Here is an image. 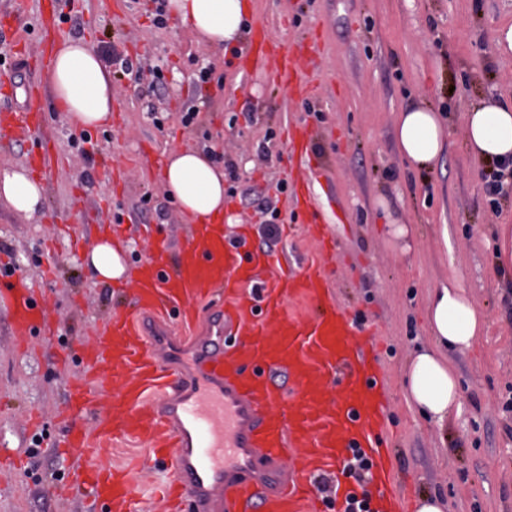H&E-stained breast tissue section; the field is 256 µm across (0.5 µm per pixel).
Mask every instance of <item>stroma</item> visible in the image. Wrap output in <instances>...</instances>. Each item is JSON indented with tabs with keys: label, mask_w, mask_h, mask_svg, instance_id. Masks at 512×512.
<instances>
[{
	"label": "stroma",
	"mask_w": 512,
	"mask_h": 512,
	"mask_svg": "<svg viewBox=\"0 0 512 512\" xmlns=\"http://www.w3.org/2000/svg\"><path fill=\"white\" fill-rule=\"evenodd\" d=\"M53 2L29 0L20 18L29 40L10 47L19 81L9 95L0 94V106L16 109L31 85L42 89L55 158L42 179L45 203L27 220L0 200V250H13L20 278L41 289L57 336L20 351L0 307V454L25 463L0 469V512H87L83 496L55 491L64 455L45 446L30 456L33 435L26 427L31 414L55 422L95 329L124 311L121 291L83 266L69 241L91 248L111 236L109 223L118 218L139 253L149 250L139 239L146 226L167 242L168 260L177 263L189 226L154 160L175 148L207 146L234 160L237 189L257 187L279 210L271 249L280 263L272 274L316 261L331 300L363 312L372 326L387 379L386 424L396 440L390 460L396 497L414 504L436 495L443 512H512V413L502 409L512 396V195L502 199L500 214L492 213L490 166L472 156L464 134L472 107L488 100L512 106V52L496 46L499 30L512 26V0H252L245 40L260 27L270 40L291 46L295 83L314 89L307 98L249 69L245 56L199 42L175 18L154 29L152 0H71L62 15L45 16ZM49 25L60 39L116 46L164 75L158 94L115 82L112 121L91 129L99 149L89 162L70 141L72 127L39 63L53 50L44 39ZM207 65L214 81L195 86L197 69ZM419 103L441 110L445 123L444 149L429 171L411 166L396 142L397 115ZM191 107L199 116L186 127L181 115ZM296 124L311 130L324 188L346 216L344 223L326 224V251L298 216V168L286 136ZM281 181L289 185L283 194L276 191ZM147 192L153 195L148 210H137ZM76 207L82 222L63 231L60 216ZM224 216L229 239L243 230L260 246L263 214L228 196ZM395 223L408 226L407 237L391 235ZM49 249L57 255L51 281L43 267ZM452 278L482 312L484 331L473 349L450 355L461 407L440 428L407 405L404 381L411 357L431 346L429 294ZM98 462L127 466L142 487L141 512H160L138 442L116 441Z\"/></svg>",
	"instance_id": "obj_1"
}]
</instances>
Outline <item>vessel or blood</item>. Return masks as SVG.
I'll return each instance as SVG.
<instances>
[{
  "instance_id": "obj_1",
  "label": "vessel or blood",
  "mask_w": 512,
  "mask_h": 512,
  "mask_svg": "<svg viewBox=\"0 0 512 512\" xmlns=\"http://www.w3.org/2000/svg\"><path fill=\"white\" fill-rule=\"evenodd\" d=\"M258 65L284 84L293 76L288 53L260 55ZM40 110L32 93L24 109L0 113V142L30 139ZM289 140L301 169V213L319 235L314 190L323 169L308 128L292 127ZM167 251L161 241L134 259L127 313L98 329L95 346L80 355L84 373L69 388L61 440L77 461L58 491H84L88 512H137L123 471L82 461L135 438L177 512H336L337 497L319 496L316 479L341 473L356 449L372 464L377 499L391 500L382 365L358 341L369 326L330 303L320 268L263 280L272 252L227 241L220 224L194 225L177 267ZM295 294L310 302L308 320L285 313ZM1 301L13 336H51L35 289L0 262ZM107 389L112 401L87 428L85 413Z\"/></svg>"
}]
</instances>
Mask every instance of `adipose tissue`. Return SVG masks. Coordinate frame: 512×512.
<instances>
[{
    "instance_id": "obj_1",
    "label": "adipose tissue",
    "mask_w": 512,
    "mask_h": 512,
    "mask_svg": "<svg viewBox=\"0 0 512 512\" xmlns=\"http://www.w3.org/2000/svg\"><path fill=\"white\" fill-rule=\"evenodd\" d=\"M249 0H169L168 7L182 27L206 43H239ZM49 78L57 105L80 128L104 125L112 116V75L93 48L70 40L56 44ZM465 136L479 160L512 159V108L493 103L473 107L465 116ZM399 151L422 168L432 167L444 146L440 111L418 106L401 112L396 121ZM161 183L192 224H212L224 218V171L209 156L194 150H173L161 170ZM0 199L19 214L32 217L44 202L43 184L24 169L0 172ZM85 264L103 280H118L127 268L110 240H99L85 256ZM434 348L415 355L406 373V397L419 412L444 424L459 409L460 394L451 351L475 346L481 336L482 316L455 281L438 288L427 309Z\"/></svg>"
}]
</instances>
